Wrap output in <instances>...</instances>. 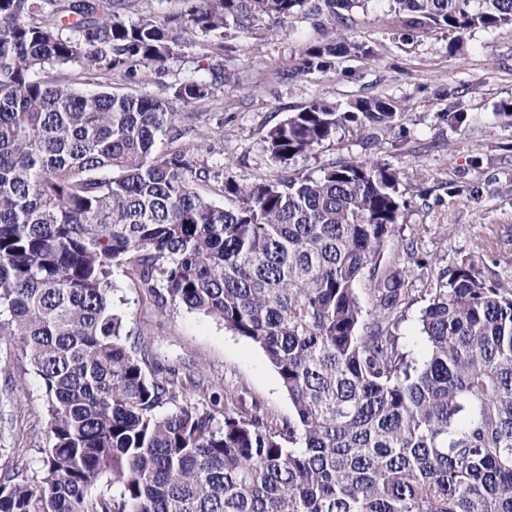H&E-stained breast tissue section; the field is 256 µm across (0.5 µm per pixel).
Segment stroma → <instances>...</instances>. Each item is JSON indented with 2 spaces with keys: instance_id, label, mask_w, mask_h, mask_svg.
I'll list each match as a JSON object with an SVG mask.
<instances>
[{
  "instance_id": "stroma-1",
  "label": "stroma",
  "mask_w": 512,
  "mask_h": 512,
  "mask_svg": "<svg viewBox=\"0 0 512 512\" xmlns=\"http://www.w3.org/2000/svg\"><path fill=\"white\" fill-rule=\"evenodd\" d=\"M390 0H367L352 16L348 35L370 47L364 60L345 56L335 71L281 81L303 47L324 39L317 20L297 15L280 35H242L233 40L228 66L240 83L216 86L199 104L173 96L176 84L207 78L196 57L168 60L160 74L130 79L71 68L67 76L83 91L133 92L162 102L186 128L200 158L229 169L238 181L277 176L264 151L268 131L309 101L339 104L382 96L406 105L402 127L364 150L355 126L337 133L313 154L292 160L289 174L319 170L361 156L389 163L400 173L406 206L386 243L379 270L420 283L439 267L471 264L486 284L512 286V120L499 116L512 104V26L476 29L455 40L435 30L423 37L395 38ZM464 107L467 120L454 130L441 115ZM120 310L132 339L150 343L148 364L208 381L192 402L214 415L234 408L240 415L279 421L292 412L278 375L263 352L210 317L156 302L118 277ZM46 443L44 401L32 365L0 345V465L18 459L30 472L42 466Z\"/></svg>"
}]
</instances>
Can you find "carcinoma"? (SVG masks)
Returning <instances> with one entry per match:
<instances>
[{
    "label": "carcinoma",
    "instance_id": "obj_1",
    "mask_svg": "<svg viewBox=\"0 0 512 512\" xmlns=\"http://www.w3.org/2000/svg\"><path fill=\"white\" fill-rule=\"evenodd\" d=\"M186 2L129 21L116 0H0V344L39 377L47 435L40 474L0 466V512H512V288L463 263L418 289L378 274L403 206L390 165L287 175L349 124L370 147L403 105L315 99L264 140L283 175L241 183L176 143L160 102L57 77L132 78L199 48L210 80L173 87L196 103L237 83L229 34L298 14L335 35L282 76L328 73L373 56L345 34L367 0ZM392 3L404 36L512 25V0ZM211 180L236 206L199 189ZM116 268L260 348L292 415L220 420L176 371L148 369L112 309ZM415 292L417 353L399 335Z\"/></svg>",
    "mask_w": 512,
    "mask_h": 512
}]
</instances>
